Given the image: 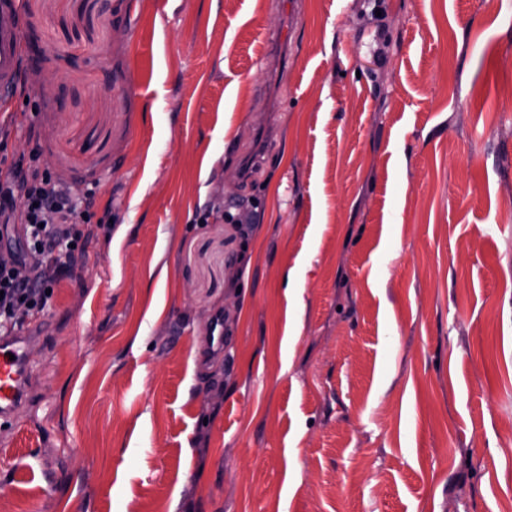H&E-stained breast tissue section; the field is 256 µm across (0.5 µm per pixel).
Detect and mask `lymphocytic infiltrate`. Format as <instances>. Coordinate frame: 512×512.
I'll return each mask as SVG.
<instances>
[{
    "mask_svg": "<svg viewBox=\"0 0 512 512\" xmlns=\"http://www.w3.org/2000/svg\"><path fill=\"white\" fill-rule=\"evenodd\" d=\"M9 129L0 127V237L22 247L0 265V335H10L44 316L49 289L72 273L84 249V224L93 218L92 198L73 197L50 172L6 156Z\"/></svg>",
    "mask_w": 512,
    "mask_h": 512,
    "instance_id": "f902f5d3",
    "label": "lymphocytic infiltrate"
}]
</instances>
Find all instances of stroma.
Returning <instances> with one entry per match:
<instances>
[{
    "label": "stroma",
    "instance_id": "35a3bbf8",
    "mask_svg": "<svg viewBox=\"0 0 512 512\" xmlns=\"http://www.w3.org/2000/svg\"><path fill=\"white\" fill-rule=\"evenodd\" d=\"M288 2L22 0L8 153L112 219L0 512H512V0Z\"/></svg>",
    "mask_w": 512,
    "mask_h": 512
}]
</instances>
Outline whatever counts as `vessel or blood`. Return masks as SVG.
Listing matches in <instances>:
<instances>
[{"label": "vessel or blood", "instance_id": "obj_1", "mask_svg": "<svg viewBox=\"0 0 512 512\" xmlns=\"http://www.w3.org/2000/svg\"><path fill=\"white\" fill-rule=\"evenodd\" d=\"M25 55L19 0H0V102H11L18 90ZM28 336H0V421H11L27 402L33 377L27 359Z\"/></svg>", "mask_w": 512, "mask_h": 512}]
</instances>
